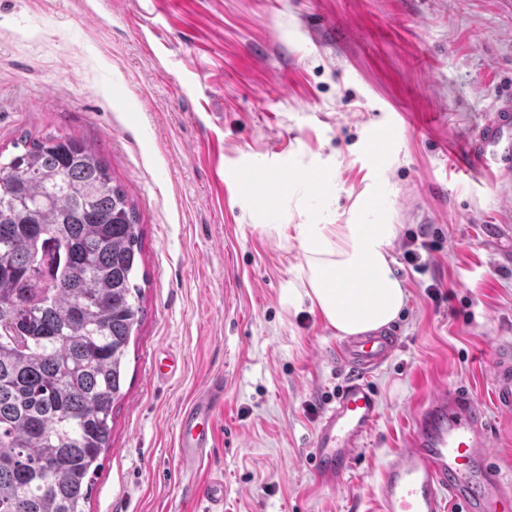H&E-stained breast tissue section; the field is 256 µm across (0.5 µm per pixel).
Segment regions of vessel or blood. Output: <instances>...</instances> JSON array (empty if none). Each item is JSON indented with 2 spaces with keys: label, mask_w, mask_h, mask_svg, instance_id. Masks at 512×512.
Instances as JSON below:
<instances>
[{
  "label": "vessel or blood",
  "mask_w": 512,
  "mask_h": 512,
  "mask_svg": "<svg viewBox=\"0 0 512 512\" xmlns=\"http://www.w3.org/2000/svg\"><path fill=\"white\" fill-rule=\"evenodd\" d=\"M512 133V95L499 100L473 132L468 153L487 177L512 182V162L496 149ZM391 332L348 338L336 348L347 368L334 406L321 415L314 439L316 472L335 482L351 467L379 417L368 376L396 351ZM493 403L512 413V342H497L492 362ZM224 400V383L200 390L179 418L177 452L184 467L200 466L214 446V411ZM490 423L485 410L462 389L441 390L415 412L405 444L384 467L377 486L380 512H502L512 502L488 450Z\"/></svg>",
  "instance_id": "1"
}]
</instances>
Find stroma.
Masks as SVG:
<instances>
[{"label": "stroma", "mask_w": 512, "mask_h": 512, "mask_svg": "<svg viewBox=\"0 0 512 512\" xmlns=\"http://www.w3.org/2000/svg\"><path fill=\"white\" fill-rule=\"evenodd\" d=\"M509 90L512 0H0V153L83 139L141 224L143 316L85 512H379L383 467L444 387L487 410L512 486V415L491 385L492 348L512 340V190L464 172ZM255 169L279 185L272 206ZM366 196L397 226L407 301L398 349L368 378L377 425L332 485L313 448L342 338L293 294L291 227L346 223ZM413 240L426 272L406 258ZM215 377L213 454L187 469L179 416Z\"/></svg>", "instance_id": "stroma-1"}]
</instances>
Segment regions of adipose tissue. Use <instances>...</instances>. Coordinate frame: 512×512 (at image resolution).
<instances>
[{"mask_svg": "<svg viewBox=\"0 0 512 512\" xmlns=\"http://www.w3.org/2000/svg\"><path fill=\"white\" fill-rule=\"evenodd\" d=\"M372 209L367 198L347 223L293 227L304 252L299 270L301 295L346 336L386 327L406 301L403 283L391 267L395 227L384 219L365 223Z\"/></svg>", "mask_w": 512, "mask_h": 512, "instance_id": "adipose-tissue-1", "label": "adipose tissue"}]
</instances>
